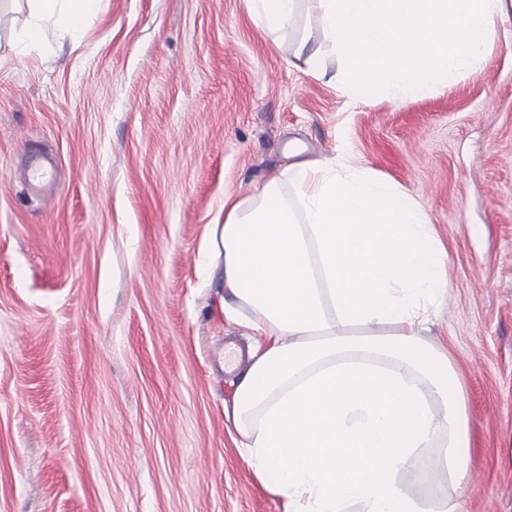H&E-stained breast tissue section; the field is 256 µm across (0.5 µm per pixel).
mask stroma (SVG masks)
Masks as SVG:
<instances>
[{
  "label": "stroma",
  "mask_w": 512,
  "mask_h": 512,
  "mask_svg": "<svg viewBox=\"0 0 512 512\" xmlns=\"http://www.w3.org/2000/svg\"><path fill=\"white\" fill-rule=\"evenodd\" d=\"M0 0V512H283L224 415L248 350L211 226L293 155L403 187L446 251L422 333L469 417V480L406 472L434 512H512V18L479 73L351 106L249 0H100L81 43L26 52ZM39 146L55 170L33 190Z\"/></svg>",
  "instance_id": "obj_1"
}]
</instances>
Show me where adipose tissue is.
<instances>
[{
    "label": "adipose tissue",
    "mask_w": 512,
    "mask_h": 512,
    "mask_svg": "<svg viewBox=\"0 0 512 512\" xmlns=\"http://www.w3.org/2000/svg\"><path fill=\"white\" fill-rule=\"evenodd\" d=\"M21 39L46 26L81 41L99 0H28ZM324 38L295 48L312 76L334 57L355 102L447 86L476 72L512 0H309ZM224 197V287L258 338L231 407L237 443L283 512H418L397 481L436 447L453 485L468 475V417L446 352L420 331L447 288V255L399 186L346 159L288 168Z\"/></svg>",
    "instance_id": "ef3b65f1"
}]
</instances>
